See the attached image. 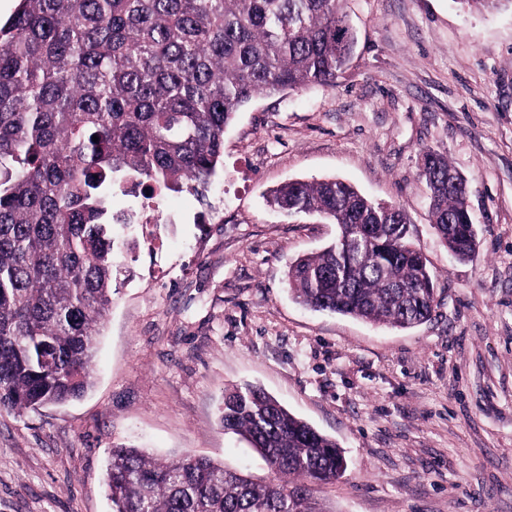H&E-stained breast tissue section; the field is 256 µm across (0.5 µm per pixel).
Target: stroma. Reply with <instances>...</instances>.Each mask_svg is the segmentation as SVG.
Listing matches in <instances>:
<instances>
[{
	"label": "stroma",
	"instance_id": "35a3bbf8",
	"mask_svg": "<svg viewBox=\"0 0 512 512\" xmlns=\"http://www.w3.org/2000/svg\"><path fill=\"white\" fill-rule=\"evenodd\" d=\"M356 35L333 85L255 98L224 132L222 191L168 193L164 223L113 277L94 388L0 411V512H110L109 453L204 454L266 483L225 432V388L253 385L336 440L347 466L315 486L331 512H512V7L345 0ZM469 182L478 255L435 234L420 153ZM337 177L398 206L438 304L411 329L309 309L289 261L337 227L267 201Z\"/></svg>",
	"mask_w": 512,
	"mask_h": 512
}]
</instances>
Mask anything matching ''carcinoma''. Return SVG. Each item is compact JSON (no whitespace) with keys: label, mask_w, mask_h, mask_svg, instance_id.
Listing matches in <instances>:
<instances>
[{"label":"carcinoma","mask_w":512,"mask_h":512,"mask_svg":"<svg viewBox=\"0 0 512 512\" xmlns=\"http://www.w3.org/2000/svg\"><path fill=\"white\" fill-rule=\"evenodd\" d=\"M342 4L18 0L0 22V409L58 406L91 390L118 263L109 200L186 185L203 195L238 112L336 78L354 42ZM420 175L436 235L455 258L473 259L467 179L429 148ZM271 203L360 240L289 263L299 303L400 329L431 319L433 278L401 209L337 178L288 181ZM220 423L273 481L206 456L119 446L105 477L112 512H332L310 485L345 470L336 440L253 387L224 390Z\"/></svg>","instance_id":"cac0c4a2"}]
</instances>
